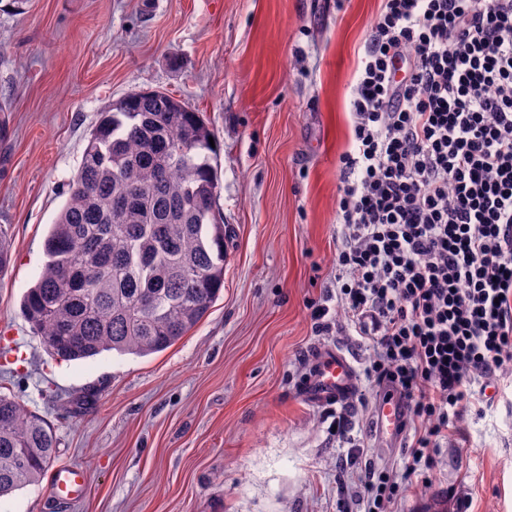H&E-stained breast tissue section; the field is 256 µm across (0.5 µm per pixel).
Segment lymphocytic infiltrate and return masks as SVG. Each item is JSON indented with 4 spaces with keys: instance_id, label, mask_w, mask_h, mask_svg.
I'll return each instance as SVG.
<instances>
[{
    "instance_id": "obj_1",
    "label": "lymphocytic infiltrate",
    "mask_w": 512,
    "mask_h": 512,
    "mask_svg": "<svg viewBox=\"0 0 512 512\" xmlns=\"http://www.w3.org/2000/svg\"><path fill=\"white\" fill-rule=\"evenodd\" d=\"M350 114L336 287L308 310L372 349L415 425L402 475L359 477L382 512L512 368V0H382Z\"/></svg>"
}]
</instances>
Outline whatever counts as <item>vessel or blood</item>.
Returning <instances> with one entry per match:
<instances>
[{
    "mask_svg": "<svg viewBox=\"0 0 512 512\" xmlns=\"http://www.w3.org/2000/svg\"><path fill=\"white\" fill-rule=\"evenodd\" d=\"M359 387L358 371L352 358L337 348L315 352L311 373L302 385L301 393L311 404L319 407H338L347 404ZM407 410L398 394L384 396L379 401L374 422L378 433L391 441L401 440L405 432ZM86 481L83 467L57 466L49 475V490L58 497L75 500L81 497Z\"/></svg>",
    "mask_w": 512,
    "mask_h": 512,
    "instance_id": "vessel-or-blood-1",
    "label": "vessel or blood"
}]
</instances>
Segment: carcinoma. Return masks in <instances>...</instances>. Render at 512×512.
<instances>
[{"instance_id":"cac0c4a2","label":"carcinoma","mask_w":512,"mask_h":512,"mask_svg":"<svg viewBox=\"0 0 512 512\" xmlns=\"http://www.w3.org/2000/svg\"><path fill=\"white\" fill-rule=\"evenodd\" d=\"M211 136L161 91L101 113L22 300L53 359L159 353L207 315L227 258ZM56 446L45 417L0 394V498L38 482Z\"/></svg>"}]
</instances>
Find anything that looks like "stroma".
I'll use <instances>...</instances> for the list:
<instances>
[{"instance_id": "obj_1", "label": "stroma", "mask_w": 512, "mask_h": 512, "mask_svg": "<svg viewBox=\"0 0 512 512\" xmlns=\"http://www.w3.org/2000/svg\"><path fill=\"white\" fill-rule=\"evenodd\" d=\"M381 0H0V393L45 416L56 464L81 465L86 489L53 497L47 480L0 512H342L374 467L408 457L379 447V397L360 380L344 407L305 402L303 353L335 347L364 369L348 333L320 335L307 304L336 286V159L350 137V82ZM161 90L200 112L217 151V205L228 224L224 288L207 317L148 356L55 362L21 311L45 261L89 133L107 106ZM486 413H464L427 482L397 512H512V371ZM349 418L340 437L333 420Z\"/></svg>"}]
</instances>
